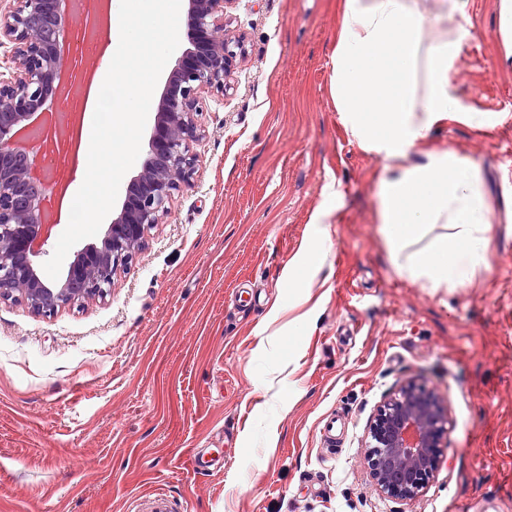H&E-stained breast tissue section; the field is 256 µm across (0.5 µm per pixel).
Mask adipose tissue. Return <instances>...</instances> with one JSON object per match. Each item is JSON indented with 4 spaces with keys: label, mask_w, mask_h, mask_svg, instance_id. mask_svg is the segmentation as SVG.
I'll return each instance as SVG.
<instances>
[{
    "label": "adipose tissue",
    "mask_w": 512,
    "mask_h": 512,
    "mask_svg": "<svg viewBox=\"0 0 512 512\" xmlns=\"http://www.w3.org/2000/svg\"><path fill=\"white\" fill-rule=\"evenodd\" d=\"M342 0L332 49L336 110L351 136L386 163L380 221L396 270L449 288L487 267L491 218L480 168L453 151L410 157L448 115L474 121L453 93L471 35L467 0ZM446 226L434 235L435 226Z\"/></svg>",
    "instance_id": "adipose-tissue-1"
}]
</instances>
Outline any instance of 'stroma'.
I'll return each mask as SVG.
<instances>
[{
    "label": "stroma",
    "instance_id": "35a3bbf8",
    "mask_svg": "<svg viewBox=\"0 0 512 512\" xmlns=\"http://www.w3.org/2000/svg\"><path fill=\"white\" fill-rule=\"evenodd\" d=\"M340 0H237L242 54L205 95L194 185L111 295L50 317L0 302V512H512V67L498 0H468L452 78L462 107L414 153L481 166L488 272L453 288L401 277L380 232L384 161L342 124L330 53ZM341 195L306 285L311 212ZM248 292L245 309L231 298ZM449 409L439 469L413 500L375 489L367 425L402 381ZM341 428L327 442L322 426ZM223 468L192 469L194 453Z\"/></svg>",
    "mask_w": 512,
    "mask_h": 512
}]
</instances>
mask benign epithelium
<instances>
[{"instance_id": "7a95c632", "label": "benign epithelium", "mask_w": 512, "mask_h": 512, "mask_svg": "<svg viewBox=\"0 0 512 512\" xmlns=\"http://www.w3.org/2000/svg\"><path fill=\"white\" fill-rule=\"evenodd\" d=\"M236 0H187V32L193 49L178 58L160 95L147 157L125 191L102 246L81 249L60 280L40 278L36 258L55 225L43 221L49 177L30 162L17 128L20 119L56 103L57 49L62 0H4L0 5V302L18 298L8 287L27 281L28 306L50 317L67 304L68 289L83 285L85 269L99 264L101 279L84 289V299H105L149 226L169 214L175 193L194 184L200 160L193 144L204 130L196 117L204 95L222 92L237 64L240 41L229 37L224 16ZM23 263L12 267L3 252ZM450 414L440 398L413 380L402 383L377 409L368 432L367 466L376 490L407 501L418 497L439 468Z\"/></svg>"}]
</instances>
